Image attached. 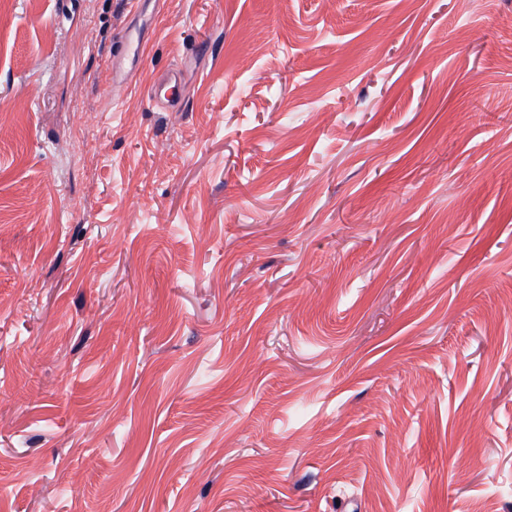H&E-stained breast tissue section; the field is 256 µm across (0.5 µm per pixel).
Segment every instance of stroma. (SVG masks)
Masks as SVG:
<instances>
[{"mask_svg":"<svg viewBox=\"0 0 512 512\" xmlns=\"http://www.w3.org/2000/svg\"><path fill=\"white\" fill-rule=\"evenodd\" d=\"M509 17L0 0V512H512Z\"/></svg>","mask_w":512,"mask_h":512,"instance_id":"35a3bbf8","label":"stroma"}]
</instances>
